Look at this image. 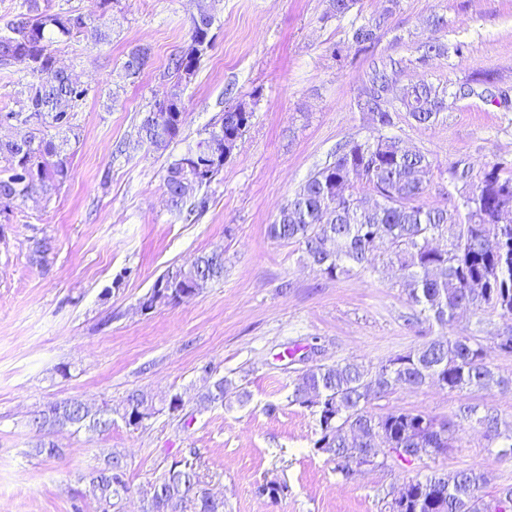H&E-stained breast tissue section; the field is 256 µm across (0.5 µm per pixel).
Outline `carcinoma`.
I'll list each match as a JSON object with an SVG mask.
<instances>
[{"mask_svg": "<svg viewBox=\"0 0 512 512\" xmlns=\"http://www.w3.org/2000/svg\"><path fill=\"white\" fill-rule=\"evenodd\" d=\"M378 16L354 26L347 45L331 48L340 58L344 49L369 50L377 40L386 18L399 0H387ZM118 0H100L101 13L92 19L73 9L54 11L41 0H24L26 10L8 23L9 34L0 35V68L15 67L28 77L26 100L17 110H0V121L11 120L23 127L21 139L0 143V208L42 189L49 179L59 182L69 176L68 157L62 144L46 132L53 127L71 130V112L87 94L73 84L71 74L56 67V46L74 39L94 45L107 42L112 28L109 20ZM199 17L191 20L189 40L171 59L175 89L155 101L138 126V137L157 151L167 150L181 136L187 112L179 88L187 84L206 55V32L199 23L208 21L212 5L198 0ZM464 56L466 45L453 47L428 37L415 48L409 60L414 68H424L434 58L448 53ZM148 58V49H132L124 62L129 75H139ZM403 61L389 59L372 66L357 100V106L380 107L373 121L381 134L373 140H348L336 146L334 160L318 169L283 205L269 235L299 245L303 258L333 279L353 267H372L378 243L388 245V260L402 271L406 294L419 313L436 322L439 335L406 354L398 355L375 371L352 362L317 364L298 372L293 380L289 403L309 409L319 424L313 450L335 463L343 479H354L360 465L382 439L390 448H403L418 458L438 455L452 447L463 423L480 426L491 441H507L502 453H512V432L501 431L498 412L469 405L459 408L460 423H439L433 417L411 411L393 410L377 415L371 402L397 387L419 389L438 385L451 392H467L512 385L494 371L491 351L512 354V334L492 337L489 344L474 336L447 332L456 311L469 309L480 315L489 309L512 315V160H502L485 169L470 191L468 201L451 210L426 208L419 204L425 193L430 163L420 152L406 151L395 137L382 134L393 125V113L406 112L419 124L434 123L449 108L445 94L430 83L406 88L392 86L390 73ZM493 70L469 75L458 90L461 97L485 98L497 88ZM251 118L224 110L221 120L223 141L215 144L205 137L173 159L164 177L170 205L180 208L192 202L190 212L203 213L206 198L197 193L224 169V140L242 138ZM357 180L367 182L372 195L354 192ZM448 235L446 244L436 241ZM224 279V251L201 254L187 266L169 270L142 298L149 311L160 306H177L199 296L211 284ZM231 382L215 380L201 394L199 404L224 402ZM63 416L77 429L104 434L112 429V414L127 418H152L159 409L153 397L133 390L116 408L107 409L102 419L84 417L82 401L57 403ZM106 463L90 471L88 492L96 501L108 499L112 512H122V502L130 492L126 479L127 461L117 451L105 455ZM486 472L469 468L452 475L433 470L427 474L405 475L398 487L406 503L400 512H487L494 499L512 501V486L491 495L483 493ZM287 485L270 480L256 487L259 497L278 500ZM184 501L186 512H224V502L211 499L196 471L188 464L171 465L150 485L143 498V512H164L171 497Z\"/></svg>", "mask_w": 512, "mask_h": 512, "instance_id": "1", "label": "carcinoma"}]
</instances>
